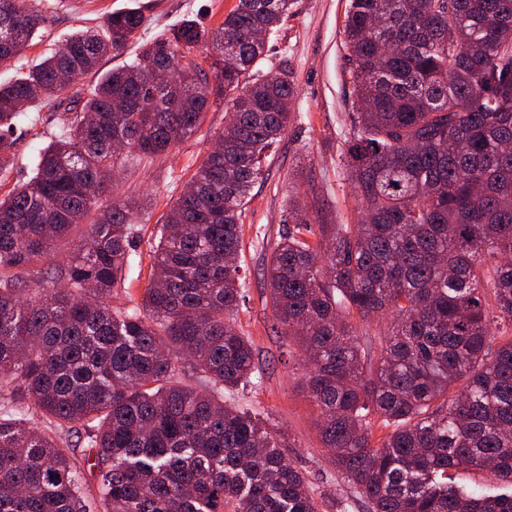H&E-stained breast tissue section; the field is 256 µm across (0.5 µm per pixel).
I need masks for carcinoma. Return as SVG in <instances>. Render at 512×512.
Returning <instances> with one entry per match:
<instances>
[{"label": "carcinoma", "mask_w": 512, "mask_h": 512, "mask_svg": "<svg viewBox=\"0 0 512 512\" xmlns=\"http://www.w3.org/2000/svg\"><path fill=\"white\" fill-rule=\"evenodd\" d=\"M32 2L0 0V67L46 27ZM291 5L237 0L213 31L184 19L68 101L62 75L99 73L145 29L141 12H114L0 84V171H29L0 196V512H86L62 432L94 454L99 512H320L287 435L224 403L260 382L236 319L242 214L296 87L286 69H251L268 51L258 33ZM343 34L369 102L344 164L372 222L322 224L313 243L309 205L290 204L265 267L276 332L302 348L322 442L367 512H512V340L491 334L512 327V0H350ZM209 42L212 78L186 61ZM156 71L172 74L162 89ZM51 99L72 116L23 165L20 108ZM225 101L230 122L170 208L140 302L112 307L138 234L133 197L103 205L112 172L162 159ZM75 233L70 263L48 265ZM388 311L382 336L350 320ZM375 418L389 429L376 445ZM450 470L508 487H459Z\"/></svg>", "instance_id": "carcinoma-1"}]
</instances>
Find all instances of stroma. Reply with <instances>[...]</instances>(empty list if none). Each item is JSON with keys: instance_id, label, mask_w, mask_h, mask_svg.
<instances>
[{"instance_id": "stroma-1", "label": "stroma", "mask_w": 512, "mask_h": 512, "mask_svg": "<svg viewBox=\"0 0 512 512\" xmlns=\"http://www.w3.org/2000/svg\"><path fill=\"white\" fill-rule=\"evenodd\" d=\"M49 23L42 37L33 40L17 66L0 68V83L18 76L57 49L73 33L102 25L112 13L138 9L146 17L139 40L116 56L105 57L102 71L133 60L145 41L166 33L187 18L217 28L236 0H35ZM349 0H295L280 29L269 37L270 52L253 69L264 79L288 69L297 88L292 118L275 152L268 157L263 175L251 192L243 213L244 242L241 262L247 271L246 300L238 323L249 336L254 361L263 375L260 390L235 396L241 407L270 413L290 437L284 453L315 491L335 493L346 512H366L362 501L342 479L324 448L318 412L302 386V354L294 338L278 335L267 299L263 269L271 244L278 240L289 202L313 199L324 221L355 224L361 218L358 195L343 163L344 142L352 125V84L342 27ZM62 109L50 101L31 109L18 121L15 148L30 156L37 136L58 131ZM227 120L225 106L211 108L201 128L180 143L158 164L134 163L116 183L121 195L142 197L138 213L137 255L124 287L115 288L112 304L127 306L140 298L151 274V251L166 212L181 193Z\"/></svg>"}]
</instances>
